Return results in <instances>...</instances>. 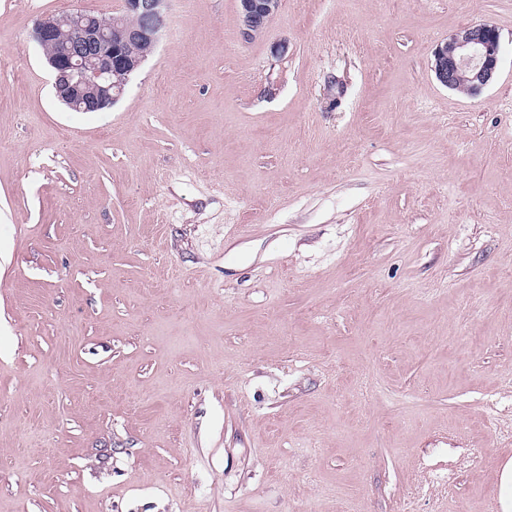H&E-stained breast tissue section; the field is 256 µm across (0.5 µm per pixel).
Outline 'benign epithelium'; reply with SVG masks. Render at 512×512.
<instances>
[{"label":"benign epithelium","instance_id":"benign-epithelium-1","mask_svg":"<svg viewBox=\"0 0 512 512\" xmlns=\"http://www.w3.org/2000/svg\"><path fill=\"white\" fill-rule=\"evenodd\" d=\"M168 0H124V9L103 21L76 10L51 14L36 27L41 49L54 77L57 98L73 112H97L124 93L145 56L132 46L158 43L167 21ZM240 33L252 39L265 33L281 0H238ZM500 62V35L487 23L464 27L434 51L432 69L449 89L464 87L478 94L493 80Z\"/></svg>","mask_w":512,"mask_h":512}]
</instances>
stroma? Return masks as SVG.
I'll use <instances>...</instances> for the list:
<instances>
[{
    "instance_id": "35a3bbf8",
    "label": "stroma",
    "mask_w": 512,
    "mask_h": 512,
    "mask_svg": "<svg viewBox=\"0 0 512 512\" xmlns=\"http://www.w3.org/2000/svg\"><path fill=\"white\" fill-rule=\"evenodd\" d=\"M121 7L0 0V512H502L512 0H170L70 111L36 24ZM238 2L240 33L244 39L248 40L267 31L281 5V0H238ZM432 69L449 89L478 94L493 80L500 62V35L487 23L464 27L434 51Z\"/></svg>"
}]
</instances>
